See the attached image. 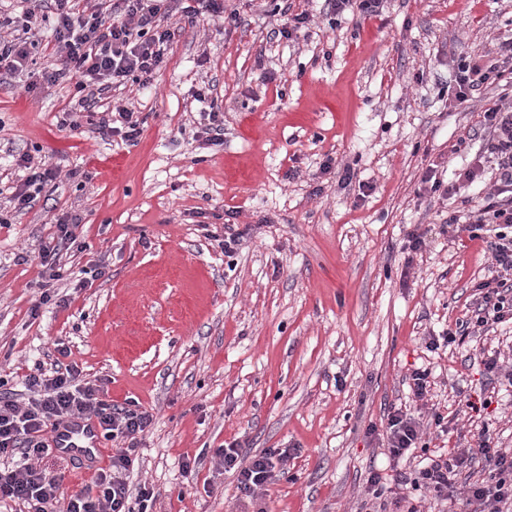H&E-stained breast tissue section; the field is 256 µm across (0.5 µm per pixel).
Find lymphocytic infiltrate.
Segmentation results:
<instances>
[{"label":"lymphocytic infiltrate","instance_id":"obj_1","mask_svg":"<svg viewBox=\"0 0 512 512\" xmlns=\"http://www.w3.org/2000/svg\"><path fill=\"white\" fill-rule=\"evenodd\" d=\"M52 16L51 39L40 43L36 0H16L18 15L0 16V76L18 75L37 69L38 78L26 84L27 92L40 86L74 83L79 95L77 109L66 112L62 128L77 130L78 113L94 118L98 132L137 143L144 120L124 104L99 110L111 91L134 83L152 84L165 66L176 31L170 25L174 15L226 18L234 23L237 12L227 11L224 0H49ZM454 81L453 103L465 106L479 91L493 84L512 85V38L501 40L495 55H479L461 61ZM481 126L486 134L482 161L443 181L437 168L424 173L425 191L448 196L464 187L481 184L486 165H493L495 181L477 208L448 217L449 224L463 225L474 239L489 238L492 274L478 283L480 300L472 315L456 328L429 338L426 347L434 351L456 340L475 335L493 324L512 321V102L496 103L485 109ZM23 176L14 186L9 203L15 213L33 208L38 195L56 178V170L45 160L22 153L15 160ZM80 219L64 214L57 218L39 250L42 271L35 286L41 292L32 316L41 306L65 307L64 298H53L51 286L61 278V260L71 252L86 251ZM58 361L50 368L36 367L27 374L25 397L11 389L0 391V508L18 505L27 512H50L61 505L62 512H147L154 498L152 489L133 482L139 467L138 448L149 432L153 416L138 403L112 404L101 396L100 385L85 381L78 365L67 362L68 350L58 347ZM90 416L97 420L102 435L115 444L108 468L100 470L93 491L62 499L63 473L42 468V461L54 455L49 435L70 418ZM448 434L449 423L439 411L429 420L395 409L381 427L370 434L381 437L390 458L412 455L424 435L425 423ZM290 449L269 448L243 457L239 442L225 443L214 457L224 471L237 476V489L254 512L262 505L278 466L287 462ZM480 467L483 477L463 480L466 469ZM413 489H426L434 500L445 502L459 496L468 512H512V449L491 445L489 427H482L474 448H452L426 457L416 471Z\"/></svg>","mask_w":512,"mask_h":512}]
</instances>
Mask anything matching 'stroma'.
<instances>
[{
	"mask_svg": "<svg viewBox=\"0 0 512 512\" xmlns=\"http://www.w3.org/2000/svg\"><path fill=\"white\" fill-rule=\"evenodd\" d=\"M291 2L314 15L292 41L272 37L271 0H229L234 27L173 16L180 32L152 86L119 93L146 119L134 146L87 123L62 130L73 85H0V210L19 154L58 173L0 228V378L21 389L61 343L107 399L151 412L134 477L154 491L151 512H242L235 474L214 463L233 440L247 457L293 451L266 512H376L371 473L386 475L389 498L419 461L390 460L366 430L411 406L405 377L418 367L458 419L451 438L424 434L430 450L476 445L485 423L494 446L512 448V386L493 385L479 355L511 351L512 324L426 347L470 318L489 274L484 243L445 224L482 195L420 189L429 166L463 169L482 151L480 114L503 89L457 109L453 74L460 56L512 37V0H387L381 16L334 26L322 0ZM204 87L224 111L219 146L195 137ZM66 212L88 248L55 284L66 307L34 318L39 245ZM229 227L246 236L227 257L215 237ZM416 229L428 245L411 259ZM98 258L104 276L80 287ZM468 395L493 403L457 416Z\"/></svg>",
	"mask_w": 512,
	"mask_h": 512,
	"instance_id": "stroma-1",
	"label": "stroma"
}]
</instances>
